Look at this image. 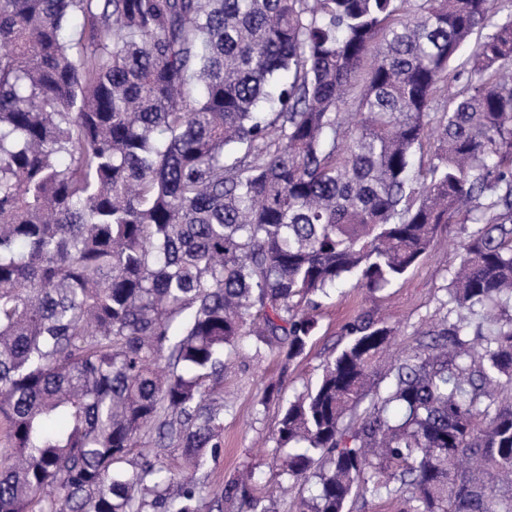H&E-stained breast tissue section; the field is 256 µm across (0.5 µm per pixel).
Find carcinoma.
Returning a JSON list of instances; mask_svg holds the SVG:
<instances>
[{"label": "carcinoma", "mask_w": 512, "mask_h": 512, "mask_svg": "<svg viewBox=\"0 0 512 512\" xmlns=\"http://www.w3.org/2000/svg\"><path fill=\"white\" fill-rule=\"evenodd\" d=\"M493 7L0 0V512H204L159 449L222 447L244 338L290 363L320 295L392 287L454 220L445 312L403 354L345 324L279 475L317 478L298 512H512V14L434 109ZM402 504L399 501H370L353 498L347 505L348 512H400Z\"/></svg>", "instance_id": "obj_1"}]
</instances>
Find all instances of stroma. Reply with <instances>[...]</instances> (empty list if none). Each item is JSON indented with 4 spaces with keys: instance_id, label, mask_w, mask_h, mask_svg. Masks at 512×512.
Returning a JSON list of instances; mask_svg holds the SVG:
<instances>
[{
    "instance_id": "1",
    "label": "stroma",
    "mask_w": 512,
    "mask_h": 512,
    "mask_svg": "<svg viewBox=\"0 0 512 512\" xmlns=\"http://www.w3.org/2000/svg\"><path fill=\"white\" fill-rule=\"evenodd\" d=\"M443 247L438 244L431 248L387 293L374 296L348 280L321 298L318 332L305 353L290 366H282L276 355L256 353L252 340H244L242 356L227 361L224 367L228 405L222 448L196 468L187 465L180 449L170 448L161 455L160 464L176 480L189 477L205 487L209 504L220 505L222 512H244L241 500L225 496L224 489L245 471L252 474V495L261 498L269 512H295L293 496L281 495L277 490L280 477L272 434L279 402L291 400L316 384L326 361L346 343L342 327L360 314L392 316L398 323L397 346L409 350L417 330L435 315L444 297L447 262ZM271 385L279 388V401L260 405L259 397Z\"/></svg>"
}]
</instances>
